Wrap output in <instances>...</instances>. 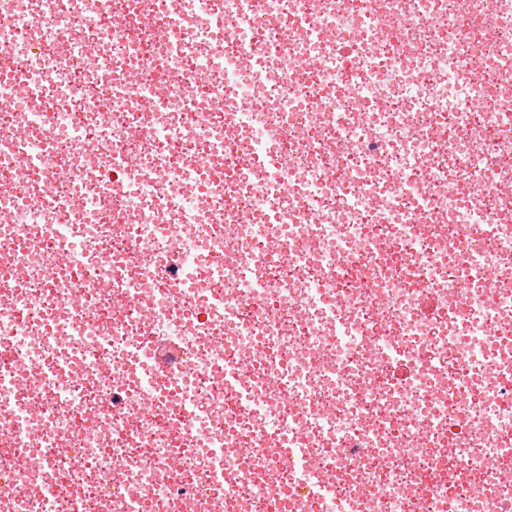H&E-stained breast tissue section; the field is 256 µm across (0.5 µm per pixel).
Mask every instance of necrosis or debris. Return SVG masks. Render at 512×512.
<instances>
[{"instance_id": "4bbe7bcc", "label": "necrosis or debris", "mask_w": 512, "mask_h": 512, "mask_svg": "<svg viewBox=\"0 0 512 512\" xmlns=\"http://www.w3.org/2000/svg\"><path fill=\"white\" fill-rule=\"evenodd\" d=\"M171 2L0 0V512H512V0Z\"/></svg>"}]
</instances>
